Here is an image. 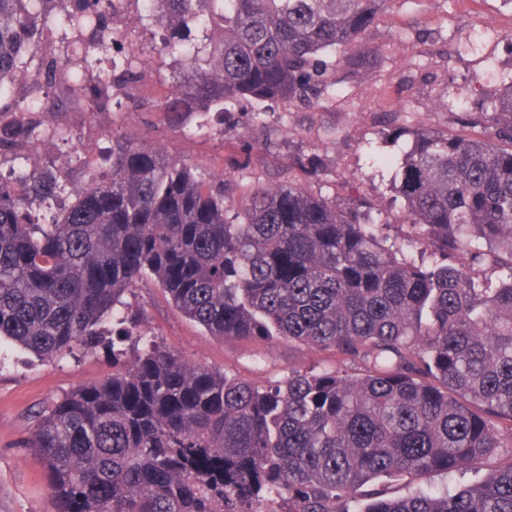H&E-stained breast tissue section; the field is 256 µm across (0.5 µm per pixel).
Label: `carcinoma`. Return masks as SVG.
I'll list each match as a JSON object with an SVG mask.
<instances>
[{
	"mask_svg": "<svg viewBox=\"0 0 512 512\" xmlns=\"http://www.w3.org/2000/svg\"><path fill=\"white\" fill-rule=\"evenodd\" d=\"M388 0H0V348L82 352L112 374L46 409L24 447L51 512H512V83L463 112L489 134L414 133L396 186L406 251L371 210L288 181L239 206L184 160L108 130L71 171L25 156L70 112L317 109ZM136 12L174 91L150 103ZM71 39L58 45L48 24ZM153 280L226 342L286 340L346 364L257 385L135 335ZM494 460L452 491L385 481ZM379 483L365 503L355 495Z\"/></svg>",
	"mask_w": 512,
	"mask_h": 512,
	"instance_id": "obj_1",
	"label": "carcinoma"
}]
</instances>
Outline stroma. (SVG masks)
<instances>
[{"instance_id": "obj_1", "label": "stroma", "mask_w": 512, "mask_h": 512, "mask_svg": "<svg viewBox=\"0 0 512 512\" xmlns=\"http://www.w3.org/2000/svg\"><path fill=\"white\" fill-rule=\"evenodd\" d=\"M364 42L366 59L332 89L327 108L285 102L269 107L261 121L277 128L273 139L259 137L261 121L239 111L210 121L200 133L197 114L179 130L159 112H73L69 121L79 141L39 143L31 154L63 166L75 151L97 153L104 131L114 128L144 147L189 160L207 182L224 183L238 201L258 186L286 179L313 195L343 200L349 196L343 184L352 179L385 234L406 242L414 230L396 199L393 162L419 129L485 137L482 126L460 127L457 116L476 111L478 87L512 81V0H389ZM299 159L318 163L319 176L306 178L295 165ZM128 300L139 314L137 333L162 340L188 365L251 382L285 378L300 365L284 341L227 343L210 336L154 284L138 285ZM111 371L101 354L40 362L0 351V512H50L44 471L23 443L47 405Z\"/></svg>"}]
</instances>
